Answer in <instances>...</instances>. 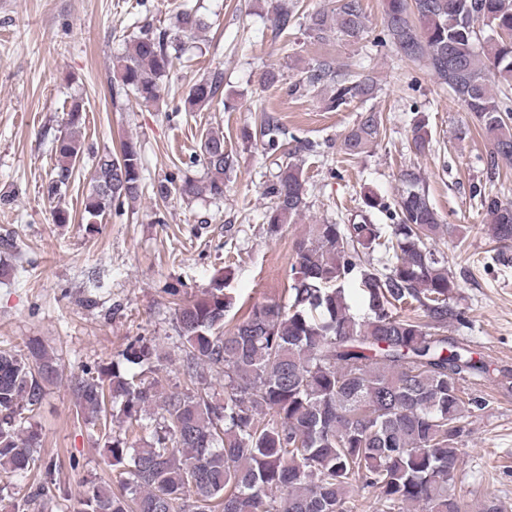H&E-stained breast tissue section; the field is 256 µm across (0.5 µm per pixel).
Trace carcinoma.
Returning a JSON list of instances; mask_svg holds the SVG:
<instances>
[{
    "instance_id": "1",
    "label": "carcinoma",
    "mask_w": 512,
    "mask_h": 512,
    "mask_svg": "<svg viewBox=\"0 0 512 512\" xmlns=\"http://www.w3.org/2000/svg\"><path fill=\"white\" fill-rule=\"evenodd\" d=\"M297 5L274 7V26H289ZM490 20L488 37L480 22ZM381 22L404 60L427 69L476 118L489 144V164H512V0H382ZM205 27L187 3L176 14V30L143 25L112 63L117 93L145 103L160 100L164 80L185 54L184 38ZM361 0H334L333 8L310 15L308 34L329 31L347 41L366 32ZM328 81L334 111L378 90L375 76L322 62L309 85ZM224 70L216 68L188 86L184 103L202 108L220 102ZM83 108L72 103L66 131L55 140L56 177L49 193L62 196L80 162L82 143L74 128ZM381 113H359L343 140L345 154L367 152L380 135ZM265 152L286 150L277 119L264 116ZM415 151H430L425 120L411 134ZM202 181L167 178L154 194L193 199L203 193L224 199V175L232 155L224 134L210 132L201 144ZM143 163L136 144L99 156L83 205L89 223L114 203L143 195ZM398 220L379 224L309 225L291 264V304L256 303L224 329L232 298L224 278L201 297L179 306L181 340L189 388L160 394L141 374L165 359L154 341L137 338L122 361L85 369L73 382L81 420L101 434L111 465L127 477L117 486L93 487L78 512H351L350 492L370 491L378 512H462L452 488L466 414L478 402L462 383L485 377L484 357L448 335L464 321L455 301L459 283L435 244L460 229L442 223L420 174L400 175ZM303 165L280 168L267 190L265 223L273 230L292 224L306 207ZM473 197L491 224L492 240L512 246V202L475 190ZM381 251L384 270L363 256ZM357 278L367 314L350 311L344 283ZM55 354L32 339L25 349L0 348V475L24 478L40 468L41 438L30 424L45 389L58 377ZM224 379V397L207 391V376ZM161 410L150 439L138 445L113 436L115 423H139L150 408ZM48 481L26 503L46 512Z\"/></svg>"
}]
</instances>
